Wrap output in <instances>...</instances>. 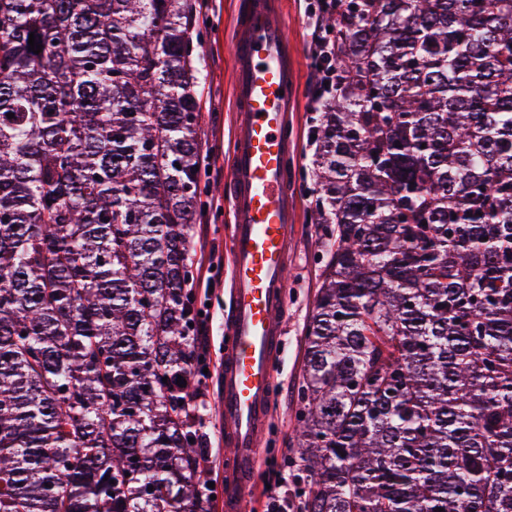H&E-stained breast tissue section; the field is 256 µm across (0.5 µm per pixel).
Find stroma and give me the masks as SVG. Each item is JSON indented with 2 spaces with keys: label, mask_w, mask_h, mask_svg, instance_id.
Returning a JSON list of instances; mask_svg holds the SVG:
<instances>
[{
  "label": "stroma",
  "mask_w": 512,
  "mask_h": 512,
  "mask_svg": "<svg viewBox=\"0 0 512 512\" xmlns=\"http://www.w3.org/2000/svg\"><path fill=\"white\" fill-rule=\"evenodd\" d=\"M321 0H283V17L289 34L299 45L298 83L301 88L300 109L292 113L297 135V159L293 164L292 182L299 195V233L289 248L287 306L284 314L286 328L285 350L275 366L277 399L272 413L269 434L284 456L276 460L277 472H270L267 463H260L258 479L270 480L280 474L288 481L287 512H299V487L296 470L289 466L286 453L294 445V414L298 408L297 389L301 381L304 353V327L313 308V300L320 284L321 240L324 225L315 222L311 212L310 190L313 186L311 158L314 145L310 138L316 105L315 70L310 50V23L322 19ZM239 0H197L200 13L208 25L203 31L200 51L205 59L204 77L200 93L202 121L199 130L200 157L207 172L203 182L207 188L202 196L200 210L192 229L193 235L203 236L208 247L217 253L230 255V241L226 228L230 213L226 204L228 188L225 171L230 160V145L235 116L232 110L233 59L230 33ZM213 287H206L202 277H195L194 290L198 308L207 318V361L213 372L209 381L206 415L200 416L196 428L204 438V446L213 454L215 469L210 477L213 484V512H224V419L219 407L222 356L224 354V312L229 304L228 268L215 273ZM259 486L251 492L249 512H264L266 498Z\"/></svg>",
  "instance_id": "obj_1"
}]
</instances>
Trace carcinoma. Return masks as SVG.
I'll use <instances>...</instances> for the list:
<instances>
[{"label":"carcinoma","mask_w":512,"mask_h":512,"mask_svg":"<svg viewBox=\"0 0 512 512\" xmlns=\"http://www.w3.org/2000/svg\"><path fill=\"white\" fill-rule=\"evenodd\" d=\"M326 24L301 512H512V0ZM202 26L196 0H0V512H209L177 385Z\"/></svg>","instance_id":"cac0c4a2"}]
</instances>
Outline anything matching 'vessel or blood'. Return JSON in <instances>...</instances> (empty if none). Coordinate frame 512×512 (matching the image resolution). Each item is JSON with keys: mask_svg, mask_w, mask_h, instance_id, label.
I'll use <instances>...</instances> for the list:
<instances>
[{"mask_svg": "<svg viewBox=\"0 0 512 512\" xmlns=\"http://www.w3.org/2000/svg\"><path fill=\"white\" fill-rule=\"evenodd\" d=\"M231 52L236 123L226 183L232 308L224 316L221 406L224 446L233 464L226 473L224 512H246L276 400L288 245L298 231L296 195L285 167L292 152L290 114L300 95L298 47L279 0H244Z\"/></svg>", "mask_w": 512, "mask_h": 512, "instance_id": "obj_1", "label": "vessel or blood"}]
</instances>
